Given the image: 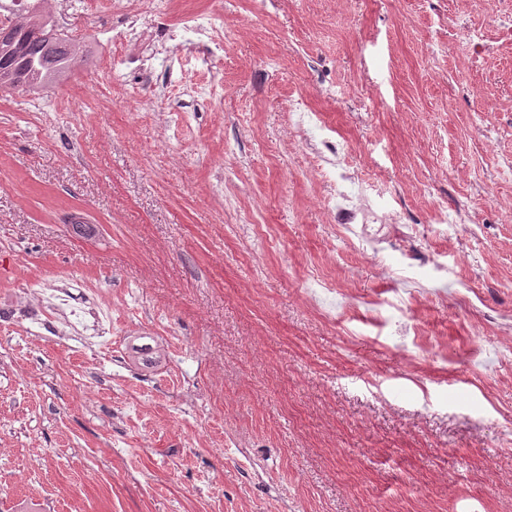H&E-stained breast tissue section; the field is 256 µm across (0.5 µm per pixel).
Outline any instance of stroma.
Masks as SVG:
<instances>
[{
    "label": "stroma",
    "mask_w": 512,
    "mask_h": 512,
    "mask_svg": "<svg viewBox=\"0 0 512 512\" xmlns=\"http://www.w3.org/2000/svg\"><path fill=\"white\" fill-rule=\"evenodd\" d=\"M500 8L67 0L87 62L0 93V512H512ZM193 17L220 57L171 38ZM296 96L396 213L379 249L339 225ZM26 285L90 304L94 337L28 324ZM137 334L164 364L131 363Z\"/></svg>",
    "instance_id": "1"
}]
</instances>
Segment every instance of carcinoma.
<instances>
[{"mask_svg":"<svg viewBox=\"0 0 512 512\" xmlns=\"http://www.w3.org/2000/svg\"><path fill=\"white\" fill-rule=\"evenodd\" d=\"M59 31L51 17L37 10L30 11L21 21L15 22L14 40L0 42V66L9 60L6 74L0 81L13 86L19 93L56 86L84 62L81 48L73 49L55 38ZM131 337L133 360L140 367L153 369L166 359L161 343H137Z\"/></svg>","mask_w":512,"mask_h":512,"instance_id":"obj_1","label":"carcinoma"}]
</instances>
